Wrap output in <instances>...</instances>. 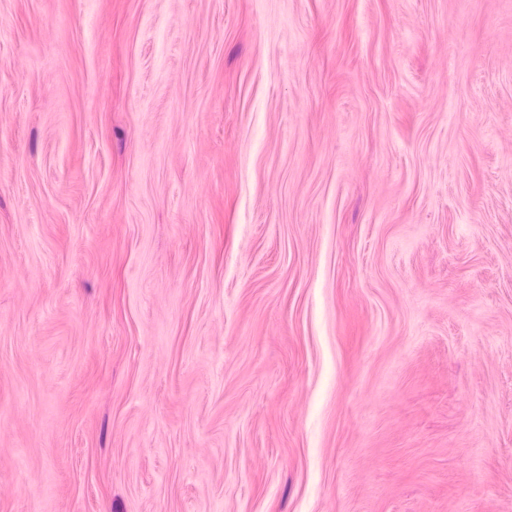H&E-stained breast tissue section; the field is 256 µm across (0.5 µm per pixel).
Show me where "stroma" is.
Masks as SVG:
<instances>
[{
    "label": "stroma",
    "mask_w": 512,
    "mask_h": 512,
    "mask_svg": "<svg viewBox=\"0 0 512 512\" xmlns=\"http://www.w3.org/2000/svg\"><path fill=\"white\" fill-rule=\"evenodd\" d=\"M0 512H512V0H0Z\"/></svg>",
    "instance_id": "obj_1"
}]
</instances>
